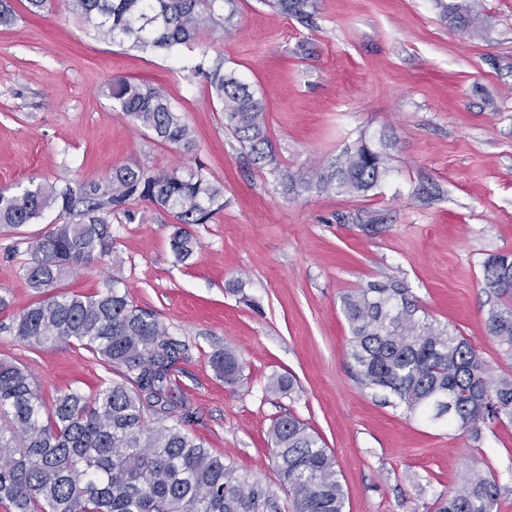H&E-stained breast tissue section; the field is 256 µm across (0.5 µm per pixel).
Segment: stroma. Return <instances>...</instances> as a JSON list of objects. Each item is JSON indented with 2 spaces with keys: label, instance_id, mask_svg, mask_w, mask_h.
<instances>
[{
  "label": "stroma",
  "instance_id": "1",
  "mask_svg": "<svg viewBox=\"0 0 512 512\" xmlns=\"http://www.w3.org/2000/svg\"><path fill=\"white\" fill-rule=\"evenodd\" d=\"M308 21L264 0L217 8L231 34L210 38L266 104L280 171L255 164L224 127L200 50L141 51L95 39L64 6L0 27V189L68 180L106 183L117 167L200 172L224 188V208L191 231L198 247L178 261L172 216L146 201L110 217L112 252L65 274L64 292L103 281L128 289L171 336L190 347L172 390L190 396L189 432L239 473L285 501L268 430L293 414L333 452L346 512H433L470 470L501 486L495 512H512V424L472 437L409 415L356 381L343 296L399 280L430 321L464 336L492 375L512 357L489 336L483 263L512 254V0H482L479 32L455 29L449 0H312ZM121 77L162 87L194 132L191 149L161 143L113 111ZM366 141L388 171L359 194L286 191L299 174ZM60 221L56 210L0 231V360L23 364L45 396L91 392L116 374L74 344L32 348L10 335L14 315L37 301L23 270L31 243ZM377 232L364 231V223ZM231 348L243 379L230 385L209 356ZM292 378L294 389L272 388Z\"/></svg>",
  "mask_w": 512,
  "mask_h": 512
}]
</instances>
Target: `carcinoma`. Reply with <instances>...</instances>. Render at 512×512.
Wrapping results in <instances>:
<instances>
[{
  "label": "carcinoma",
  "instance_id": "1",
  "mask_svg": "<svg viewBox=\"0 0 512 512\" xmlns=\"http://www.w3.org/2000/svg\"><path fill=\"white\" fill-rule=\"evenodd\" d=\"M93 36L142 50L174 51L195 45L215 23L217 0H63ZM312 0H270L285 17L306 19ZM450 23L471 32L479 21L469 3L448 4ZM224 112V124L259 163L274 161L265 104L249 86L224 72V61L197 65ZM108 96L116 108L161 142L188 149L193 137L165 91L115 78ZM386 156L362 144L302 175L283 172L292 192L362 193L386 173ZM147 200L171 214L173 254L183 260L197 247L190 226L206 224L224 209V191L202 174L118 167L107 183L70 181L37 185L21 194L0 190V227L19 229L51 207L65 221L36 238L24 278L41 299L18 313L11 335L33 347L77 342L120 371L87 394L70 388L46 402L32 373L0 361V506L6 512H345L346 492L336 459L294 416L270 429L273 464L289 505L282 507L258 481L212 454L185 426L194 411L171 389L189 346L134 306L129 292L111 281L95 293L57 291L62 276L110 253L108 217ZM484 288L495 298L485 327L512 353V257L483 264ZM343 312L351 329V357L359 383L383 391L431 422L479 435L488 423H512V376L492 377L462 336L419 316L403 283H370L346 294ZM227 384L242 379L230 348L210 355ZM501 486L474 471L435 512H494Z\"/></svg>",
  "mask_w": 512,
  "mask_h": 512
}]
</instances>
